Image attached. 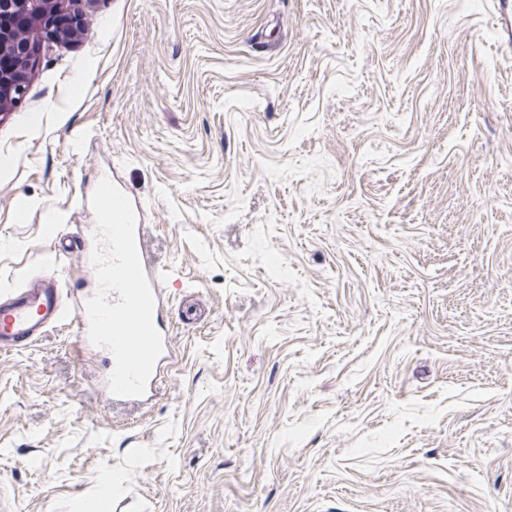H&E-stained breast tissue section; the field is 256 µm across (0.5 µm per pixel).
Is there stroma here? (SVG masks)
Here are the masks:
<instances>
[{
	"label": "stroma",
	"instance_id": "obj_1",
	"mask_svg": "<svg viewBox=\"0 0 512 512\" xmlns=\"http://www.w3.org/2000/svg\"><path fill=\"white\" fill-rule=\"evenodd\" d=\"M0 112V290L143 206L172 356L0 351V512H512V54L489 0H78Z\"/></svg>",
	"mask_w": 512,
	"mask_h": 512
}]
</instances>
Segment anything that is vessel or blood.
I'll return each instance as SVG.
<instances>
[{"label":"vessel or blood","instance_id":"1","mask_svg":"<svg viewBox=\"0 0 512 512\" xmlns=\"http://www.w3.org/2000/svg\"><path fill=\"white\" fill-rule=\"evenodd\" d=\"M93 250V245L78 248L71 239L63 237L54 240L51 254L54 259L60 260L77 253L87 263L91 260ZM142 268L155 299L153 323L159 332H166L162 275L150 263H143ZM92 294V289L88 288L79 295L67 297L51 274L41 272L28 275L21 287L0 293V349H21L37 340L48 328L69 319L77 324L79 343L90 346L86 302Z\"/></svg>","mask_w":512,"mask_h":512}]
</instances>
